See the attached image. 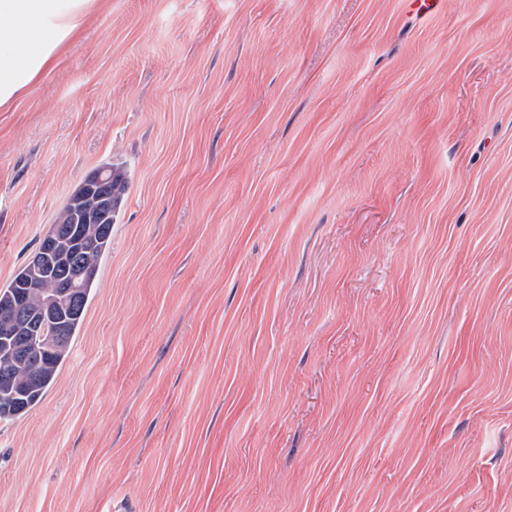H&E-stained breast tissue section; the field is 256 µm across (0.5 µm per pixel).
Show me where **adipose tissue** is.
Here are the masks:
<instances>
[{
  "instance_id": "ef3b65f1",
  "label": "adipose tissue",
  "mask_w": 512,
  "mask_h": 512,
  "mask_svg": "<svg viewBox=\"0 0 512 512\" xmlns=\"http://www.w3.org/2000/svg\"><path fill=\"white\" fill-rule=\"evenodd\" d=\"M97 10L98 0H0V109L58 66Z\"/></svg>"
}]
</instances>
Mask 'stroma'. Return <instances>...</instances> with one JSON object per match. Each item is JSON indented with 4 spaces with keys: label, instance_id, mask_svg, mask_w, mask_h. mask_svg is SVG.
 <instances>
[{
    "label": "stroma",
    "instance_id": "obj_1",
    "mask_svg": "<svg viewBox=\"0 0 512 512\" xmlns=\"http://www.w3.org/2000/svg\"><path fill=\"white\" fill-rule=\"evenodd\" d=\"M107 162L0 512H512V0H101L0 112V287Z\"/></svg>",
    "mask_w": 512,
    "mask_h": 512
}]
</instances>
